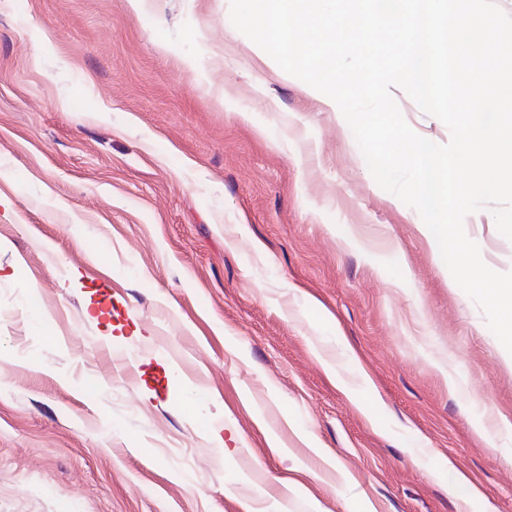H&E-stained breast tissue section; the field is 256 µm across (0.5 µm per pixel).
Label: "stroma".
<instances>
[{"instance_id":"obj_1","label":"stroma","mask_w":512,"mask_h":512,"mask_svg":"<svg viewBox=\"0 0 512 512\" xmlns=\"http://www.w3.org/2000/svg\"><path fill=\"white\" fill-rule=\"evenodd\" d=\"M422 225L230 0H0V512H512V353Z\"/></svg>"}]
</instances>
